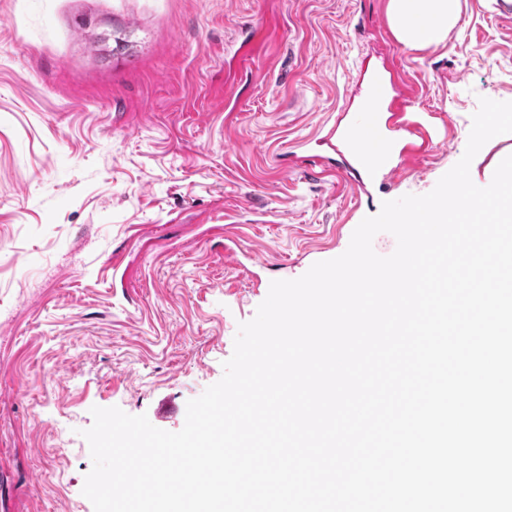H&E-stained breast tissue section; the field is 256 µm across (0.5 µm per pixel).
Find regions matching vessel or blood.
<instances>
[{
	"label": "vessel or blood",
	"instance_id": "obj_1",
	"mask_svg": "<svg viewBox=\"0 0 512 512\" xmlns=\"http://www.w3.org/2000/svg\"><path fill=\"white\" fill-rule=\"evenodd\" d=\"M410 99V92L405 90L391 95L386 76L375 73L362 104L342 126L333 151L355 161L358 189H365L379 170L389 167L392 156L403 160L416 156L431 142L425 120L405 109Z\"/></svg>",
	"mask_w": 512,
	"mask_h": 512
}]
</instances>
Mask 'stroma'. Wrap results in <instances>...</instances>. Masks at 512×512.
I'll use <instances>...</instances> for the list:
<instances>
[{"mask_svg":"<svg viewBox=\"0 0 512 512\" xmlns=\"http://www.w3.org/2000/svg\"><path fill=\"white\" fill-rule=\"evenodd\" d=\"M460 0L437 49L387 0H0V512H94L92 407L182 429L272 281L343 254L383 201L462 157L480 98L512 102V30ZM128 43L115 48L116 39ZM384 64L447 123L359 194L287 146ZM512 133L473 159L487 186Z\"/></svg>","mask_w":512,"mask_h":512,"instance_id":"obj_1","label":"stroma"}]
</instances>
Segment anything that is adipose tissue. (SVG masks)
Segmentation results:
<instances>
[{"label":"adipose tissue","instance_id":"1","mask_svg":"<svg viewBox=\"0 0 512 512\" xmlns=\"http://www.w3.org/2000/svg\"><path fill=\"white\" fill-rule=\"evenodd\" d=\"M460 16L459 0H388V24L397 41L411 50L440 47Z\"/></svg>","mask_w":512,"mask_h":512}]
</instances>
